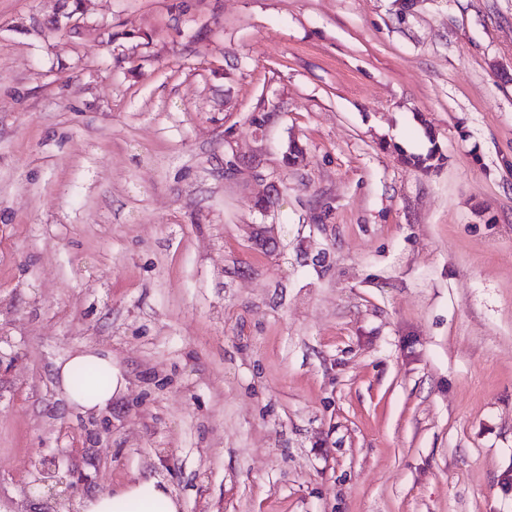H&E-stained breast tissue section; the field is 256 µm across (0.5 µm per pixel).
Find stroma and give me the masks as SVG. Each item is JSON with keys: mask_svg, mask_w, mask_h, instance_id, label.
<instances>
[{"mask_svg": "<svg viewBox=\"0 0 512 512\" xmlns=\"http://www.w3.org/2000/svg\"><path fill=\"white\" fill-rule=\"evenodd\" d=\"M0 354L21 512H512V0H0ZM91 367L98 371L105 372L110 379V386L103 391H94L85 395L84 393L93 387L104 388L108 384V378L104 374H99L91 378ZM81 367H86L80 369ZM80 369V370H78ZM72 377L71 389V376ZM58 383L67 395V400L72 408L83 413H94L105 408L112 401V397L125 388V378L112 360L110 352L97 347H82L73 352L64 362L57 364ZM41 462L34 485L46 488L48 497L56 501H70L84 488L83 478L78 479L80 474L74 469L68 468V478L59 475V462L55 456L44 457ZM77 512H181L169 484L157 477L138 478L107 493L79 500Z\"/></svg>", "mask_w": 512, "mask_h": 512, "instance_id": "obj_1", "label": "stroma"}]
</instances>
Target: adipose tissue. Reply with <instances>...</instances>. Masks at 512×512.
I'll return each mask as SVG.
<instances>
[{
    "instance_id": "obj_1",
    "label": "adipose tissue",
    "mask_w": 512,
    "mask_h": 512,
    "mask_svg": "<svg viewBox=\"0 0 512 512\" xmlns=\"http://www.w3.org/2000/svg\"><path fill=\"white\" fill-rule=\"evenodd\" d=\"M105 372L110 385L106 390L78 395L71 391V376L83 367ZM58 383L67 392L75 410L88 414L105 408L113 396L124 389L125 378L110 352L97 347H83L57 365ZM78 512H181L182 504L169 484L157 477L139 478L107 493L79 500Z\"/></svg>"
}]
</instances>
